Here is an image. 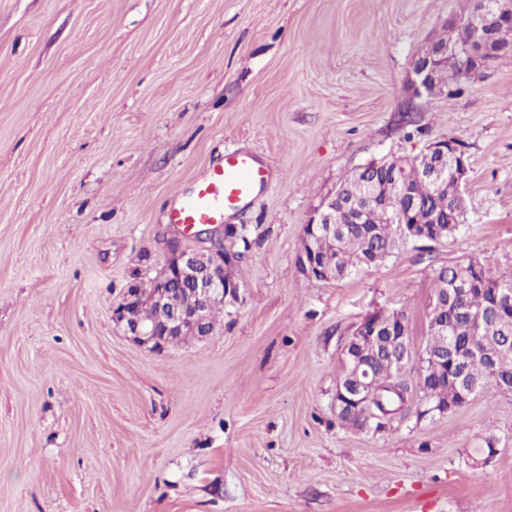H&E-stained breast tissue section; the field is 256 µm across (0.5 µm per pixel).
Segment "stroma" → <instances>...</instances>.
Instances as JSON below:
<instances>
[{"mask_svg":"<svg viewBox=\"0 0 512 512\" xmlns=\"http://www.w3.org/2000/svg\"><path fill=\"white\" fill-rule=\"evenodd\" d=\"M469 5L0 0V512H512V393L416 396L378 429L333 406L366 315L405 310L419 352L441 268L512 272V55L452 100L409 86ZM439 138L470 164L456 231L307 278L303 228L338 185ZM229 148L271 171L227 218L239 299L210 335L139 345L112 309Z\"/></svg>","mask_w":512,"mask_h":512,"instance_id":"1","label":"stroma"}]
</instances>
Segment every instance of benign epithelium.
Here are the masks:
<instances>
[{"label": "benign epithelium", "instance_id": "benign-epithelium-1", "mask_svg": "<svg viewBox=\"0 0 512 512\" xmlns=\"http://www.w3.org/2000/svg\"><path fill=\"white\" fill-rule=\"evenodd\" d=\"M505 22L512 24V0H492L491 4L476 13L464 16H454L446 24L448 37L443 41L430 44L424 54L419 56L413 65V77L409 79L410 87L417 96L431 94L435 86V72L438 67L448 61V56L456 55L461 48L471 58L474 66L472 71L462 68L448 74V82L455 83L469 75H476L487 62L495 58L502 48L497 40V29ZM469 31L467 44H462L464 31ZM421 162V179L428 183L435 192H440L453 185L459 189L468 180L469 166L464 159L454 153L448 152V147L439 141L429 142L423 152L414 157ZM409 158L402 157L392 161V180L386 186V196L393 199L398 194L404 198L405 207L412 212L421 206V200L407 192V187L401 183L399 174L404 163ZM380 167L378 163H370L361 167L356 174L366 179L368 187V201H375L380 188L372 176ZM362 224L364 212L359 210L348 215L346 209L336 208V198H331L325 208L314 216L310 229L320 228L322 233L336 230L338 224ZM234 229V225L225 224L222 230L213 231L204 238L206 245L192 248L183 244V239L193 236L201 238L200 232L192 234L179 230L174 236L164 242L165 262L154 279L157 288L153 300L159 306H164L166 290L175 286L185 287L192 291L197 298V305L190 310L170 312L167 314L164 334H172L187 327L200 328L205 326L206 312L214 304H234L238 301L240 285L234 281V268L239 261L238 252L228 243L226 232ZM489 290L493 296V303L487 309L467 310L466 315L478 328L483 329L493 316V312L502 306L501 298L508 295L506 289L500 285L490 284L484 280L466 279L458 283V291L468 293L473 289ZM139 293L135 284H130L120 303L113 308V320L124 326L133 340L141 345L156 348L159 342V331L141 321L137 314V300ZM392 332V329L382 325V322L373 315L366 316L352 332L347 346L358 345L376 336ZM414 360V352L410 346L407 331L397 334L394 341V362L397 373L405 376ZM480 361L494 369L496 364L492 354L486 349H472L463 356L452 358V362ZM372 382L369 381L367 365L354 363L349 375L339 379L336 383L334 407L340 412L346 407L359 404L369 398Z\"/></svg>", "mask_w": 512, "mask_h": 512}]
</instances>
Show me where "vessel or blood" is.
Wrapping results in <instances>:
<instances>
[{
    "label": "vessel or blood",
    "mask_w": 512,
    "mask_h": 512,
    "mask_svg": "<svg viewBox=\"0 0 512 512\" xmlns=\"http://www.w3.org/2000/svg\"><path fill=\"white\" fill-rule=\"evenodd\" d=\"M269 179V171L251 152L226 151L223 160L201 182L189 193L178 196L169 221L184 229L223 223L226 212L244 205Z\"/></svg>",
    "instance_id": "1"
}]
</instances>
